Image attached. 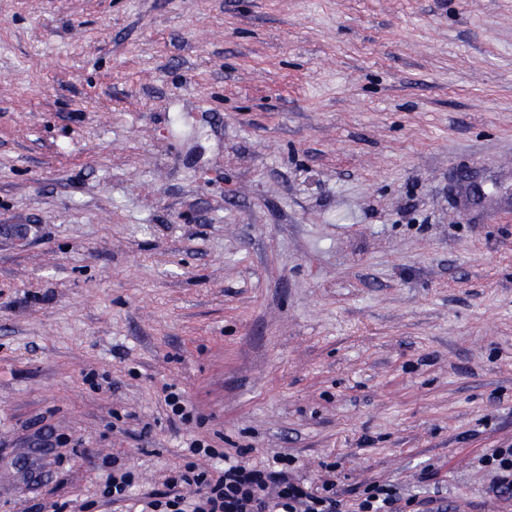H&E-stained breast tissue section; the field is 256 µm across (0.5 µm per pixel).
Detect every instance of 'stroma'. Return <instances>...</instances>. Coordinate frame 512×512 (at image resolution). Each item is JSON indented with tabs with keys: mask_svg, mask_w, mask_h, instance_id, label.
Listing matches in <instances>:
<instances>
[{
	"mask_svg": "<svg viewBox=\"0 0 512 512\" xmlns=\"http://www.w3.org/2000/svg\"><path fill=\"white\" fill-rule=\"evenodd\" d=\"M8 224L0 512L193 436L512 512V0H0ZM484 466L494 470L492 489L499 496L510 494L512 487V448H494L483 459Z\"/></svg>",
	"mask_w": 512,
	"mask_h": 512,
	"instance_id": "35a3bbf8",
	"label": "stroma"
}]
</instances>
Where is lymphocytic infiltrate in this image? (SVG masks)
Listing matches in <instances>:
<instances>
[{
	"label": "lymphocytic infiltrate",
	"mask_w": 512,
	"mask_h": 512,
	"mask_svg": "<svg viewBox=\"0 0 512 512\" xmlns=\"http://www.w3.org/2000/svg\"><path fill=\"white\" fill-rule=\"evenodd\" d=\"M292 464L280 455L261 467L228 459L213 473L191 461L166 479L165 491L145 494L140 512H341L334 481L305 483Z\"/></svg>",
	"instance_id": "obj_1"
}]
</instances>
